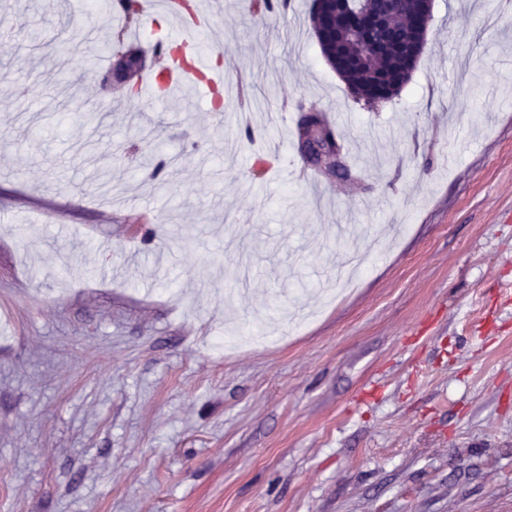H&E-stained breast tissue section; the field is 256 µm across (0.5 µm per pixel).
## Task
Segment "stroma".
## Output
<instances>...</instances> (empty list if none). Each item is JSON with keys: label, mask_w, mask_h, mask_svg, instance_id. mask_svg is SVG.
<instances>
[{"label": "stroma", "mask_w": 512, "mask_h": 512, "mask_svg": "<svg viewBox=\"0 0 512 512\" xmlns=\"http://www.w3.org/2000/svg\"><path fill=\"white\" fill-rule=\"evenodd\" d=\"M87 2L0 0V512H512V0H434L373 111L311 0H221L249 112L102 90ZM244 2L245 10L261 21L280 15L288 8L287 0H246ZM377 68L383 69L377 78V81L391 90L388 99L396 95L402 86L409 80L414 67H409L405 61L398 56H391L390 60L376 59ZM387 99V100H388ZM317 112L302 113L298 121L297 148L300 155L314 168L327 174L345 172L336 138L329 129L313 119Z\"/></svg>", "instance_id": "1"}]
</instances>
